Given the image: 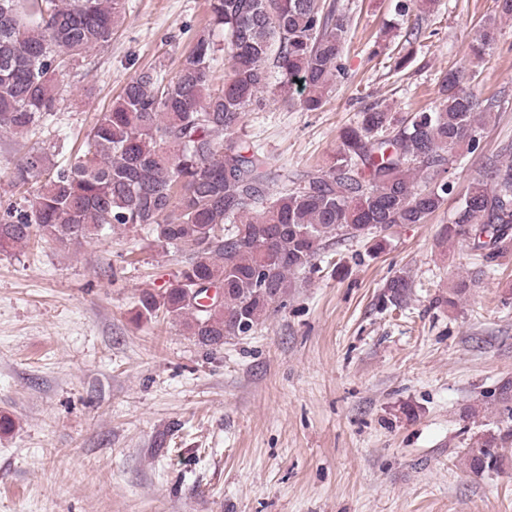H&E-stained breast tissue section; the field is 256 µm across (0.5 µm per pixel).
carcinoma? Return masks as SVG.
Returning a JSON list of instances; mask_svg holds the SVG:
<instances>
[{
    "mask_svg": "<svg viewBox=\"0 0 512 512\" xmlns=\"http://www.w3.org/2000/svg\"><path fill=\"white\" fill-rule=\"evenodd\" d=\"M434 0H399L396 10H431ZM209 29L196 35L175 80L143 68L86 136L74 162L55 166L32 151L10 171L16 188L32 186L25 206L0 216V251L51 241L66 250L104 229L147 226L156 242L185 254V265L159 292L145 290L138 317L161 313L213 351L248 336L284 302L291 278L311 271L319 252L340 241L383 249L386 233L424 224L448 201L453 184L435 175L455 154L475 152L498 104L462 87L464 71L439 81V101L400 118L371 106L340 132L328 167L305 175L271 171L247 141L224 143L244 112L260 102L269 74L286 100L302 87L307 111L321 107L341 70L348 18L327 0H210ZM124 0H0V129L24 137L59 111L69 65L112 42ZM224 34L230 66L211 83ZM496 21L480 25L473 59L497 40ZM470 230L488 265L508 247L512 162L492 157L483 178L457 200L442 230L449 242ZM486 240H481V237ZM224 290L208 305L210 288ZM412 281L396 275L378 298L407 304ZM495 399L509 423L488 429L467 450L469 468L499 470L512 442V381Z\"/></svg>",
    "mask_w": 512,
    "mask_h": 512,
    "instance_id": "cac0c4a2",
    "label": "carcinoma"
}]
</instances>
